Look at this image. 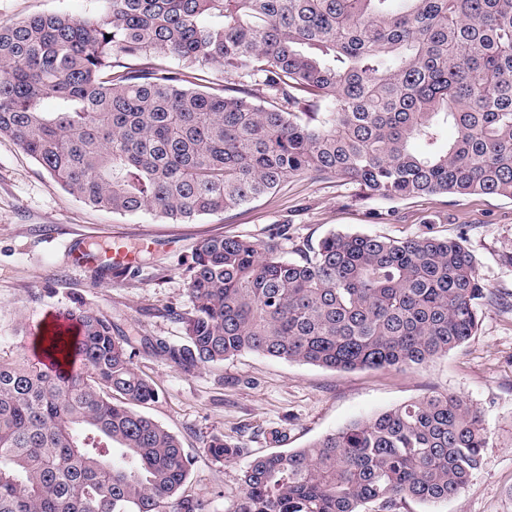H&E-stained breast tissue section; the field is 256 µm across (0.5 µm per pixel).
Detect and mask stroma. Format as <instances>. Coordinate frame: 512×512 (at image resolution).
Returning <instances> with one entry per match:
<instances>
[{"instance_id": "35a3bbf8", "label": "stroma", "mask_w": 512, "mask_h": 512, "mask_svg": "<svg viewBox=\"0 0 512 512\" xmlns=\"http://www.w3.org/2000/svg\"><path fill=\"white\" fill-rule=\"evenodd\" d=\"M103 8V0H0V24L43 12L87 16ZM277 224L288 227L280 244L291 258L332 232L462 240L497 302L481 306L477 334L462 347L401 370L341 371L245 353L188 373L154 352L149 340H184L170 313L192 306L183 269L196 242L225 234L262 240ZM112 236L141 247L137 270L116 276L101 265L69 262V248L84 243L99 251ZM78 301L135 337L133 362L158 391L142 411L195 457L186 491L209 499L211 512H228L240 468L254 457L304 447L435 393L468 399L490 433L489 446L461 494L440 503L411 501L401 512H512V199L385 200L333 176H297L223 215L173 222L90 207L13 141L0 138V360H40L31 324ZM215 435L240 447L235 463L209 458L205 443Z\"/></svg>"}]
</instances>
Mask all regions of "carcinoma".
Instances as JSON below:
<instances>
[{"mask_svg": "<svg viewBox=\"0 0 512 512\" xmlns=\"http://www.w3.org/2000/svg\"><path fill=\"white\" fill-rule=\"evenodd\" d=\"M106 2L0 25V137L89 206L190 221L314 173L383 199H512V0ZM210 64L218 93L199 74ZM254 82L266 101L250 99ZM286 233L198 242L185 341L156 351L188 372L245 352L401 369L467 343L495 301L458 240L334 232L290 259ZM65 316L79 334L46 329L42 353L81 371L0 361V512H208L181 494L194 458L134 409L157 396L134 338L90 309ZM488 439L467 399L424 396L255 457L228 512L448 500ZM206 448L220 464L240 455L222 436Z\"/></svg>", "mask_w": 512, "mask_h": 512, "instance_id": "cac0c4a2", "label": "carcinoma"}]
</instances>
